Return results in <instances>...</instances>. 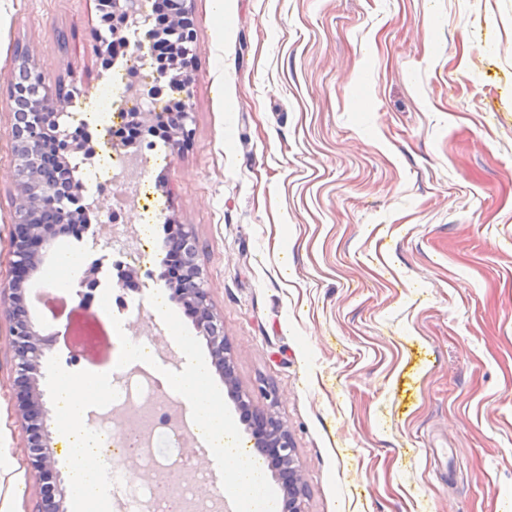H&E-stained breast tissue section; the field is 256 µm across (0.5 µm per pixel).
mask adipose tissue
I'll use <instances>...</instances> for the list:
<instances>
[{"label":"adipose tissue","instance_id":"1","mask_svg":"<svg viewBox=\"0 0 512 512\" xmlns=\"http://www.w3.org/2000/svg\"><path fill=\"white\" fill-rule=\"evenodd\" d=\"M187 363L163 380L188 408L196 436L224 472V489L235 500L249 498L252 474L236 446L235 425L220 412L205 361L194 342L182 338ZM105 378L86 375L61 378L54 390V418L69 461L68 479L78 512H106L108 495L102 483L104 454L99 437L85 428L83 420L96 398L107 389Z\"/></svg>","mask_w":512,"mask_h":512}]
</instances>
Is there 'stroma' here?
<instances>
[{
	"instance_id": "obj_1",
	"label": "stroma",
	"mask_w": 512,
	"mask_h": 512,
	"mask_svg": "<svg viewBox=\"0 0 512 512\" xmlns=\"http://www.w3.org/2000/svg\"><path fill=\"white\" fill-rule=\"evenodd\" d=\"M192 0V134L144 168L158 213L140 290L119 286L97 224L55 252L98 263L110 310L72 284L33 291L61 336L42 363L112 378L126 341L150 374L209 357L168 288L172 225L191 230L239 390L262 387L301 465L305 512H512V0ZM99 0H0V282L16 192L9 88L19 55L74 111L112 80ZM163 293L166 318L152 314ZM0 307V486L38 512Z\"/></svg>"
}]
</instances>
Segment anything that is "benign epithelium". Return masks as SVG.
Segmentation results:
<instances>
[{
	"label": "benign epithelium",
	"instance_id": "7a95c632",
	"mask_svg": "<svg viewBox=\"0 0 512 512\" xmlns=\"http://www.w3.org/2000/svg\"><path fill=\"white\" fill-rule=\"evenodd\" d=\"M148 3L149 0H109L112 35L123 37L133 48L126 62L127 70L132 74L129 93L140 99L152 100L168 89L179 96L178 111L168 114L133 112L130 122L149 134L161 133L174 142L178 137L189 136L188 126L193 121L192 60L196 44L189 0H178V9L170 18L168 35L173 57L167 67L157 65L147 51L150 32L141 26V22L149 19ZM21 67L34 78V90L27 104L31 111L17 113L12 127L16 193L11 248L16 275L11 281L0 284V302L8 305L13 318L18 382L28 387L22 418L28 422L29 429L36 432V436L29 439L30 453L35 467L44 469L57 465L56 451L51 446L47 430L49 411L44 406L40 389L41 364L46 351L52 346L53 335L45 333L38 320L30 314L27 295L34 286L30 278L38 265L49 261L52 246L59 236L72 225L82 222L90 211L96 214L97 219H102L103 207L99 200H89L84 196L82 185L67 186L48 178L43 167L45 148H57L61 152V166L66 168L71 167V159L78 154L86 160L91 158L94 149L90 140L61 129L57 112L59 94L46 83L45 76L27 59L21 62ZM144 68L153 70L154 81L141 82L138 74ZM169 251L178 254L187 269L179 288L175 289L176 298L196 309V327L207 341L215 366L224 374V382L229 393L234 395L236 408L243 414H251L256 447L274 450V477L283 492L285 512H304L305 485L288 430L273 413H251L249 401L243 395L235 394L236 381L233 368L228 363L223 323L211 309L209 293L196 262V243L187 227L178 226ZM97 270L98 266L92 264L79 277L75 296L80 307L85 303V289L98 285Z\"/></svg>",
	"mask_w": 512,
	"mask_h": 512
}]
</instances>
